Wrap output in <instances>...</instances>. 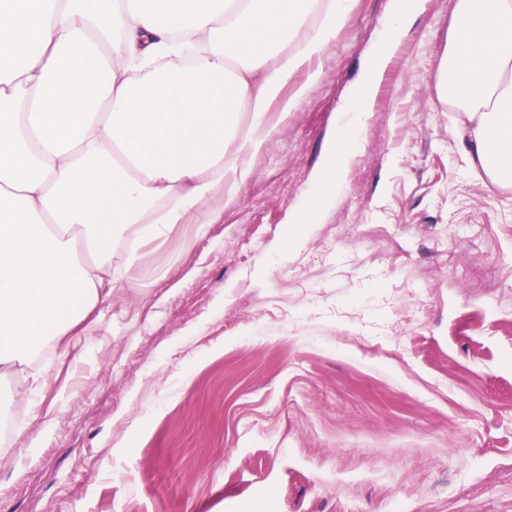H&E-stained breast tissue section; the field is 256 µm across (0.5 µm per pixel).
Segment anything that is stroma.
Returning a JSON list of instances; mask_svg holds the SVG:
<instances>
[{
	"label": "stroma",
	"mask_w": 512,
	"mask_h": 512,
	"mask_svg": "<svg viewBox=\"0 0 512 512\" xmlns=\"http://www.w3.org/2000/svg\"><path fill=\"white\" fill-rule=\"evenodd\" d=\"M453 0L395 50L348 174L292 211L388 19L353 0L218 223L127 227L129 275L9 384L0 512H512V186L442 101Z\"/></svg>",
	"instance_id": "stroma-1"
}]
</instances>
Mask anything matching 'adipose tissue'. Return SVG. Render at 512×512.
<instances>
[{
    "label": "adipose tissue",
    "instance_id": "adipose-tissue-1",
    "mask_svg": "<svg viewBox=\"0 0 512 512\" xmlns=\"http://www.w3.org/2000/svg\"><path fill=\"white\" fill-rule=\"evenodd\" d=\"M424 0H390L295 224L344 184L346 152ZM351 0H0V381L110 295L123 228L212 224L252 174L273 104L295 111ZM436 87L464 153L512 185V0H455Z\"/></svg>",
    "mask_w": 512,
    "mask_h": 512
}]
</instances>
